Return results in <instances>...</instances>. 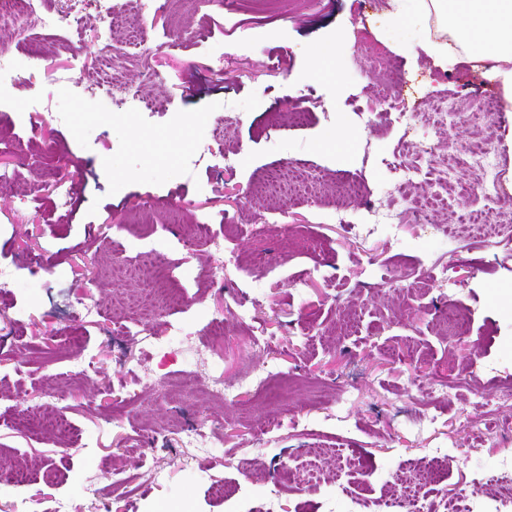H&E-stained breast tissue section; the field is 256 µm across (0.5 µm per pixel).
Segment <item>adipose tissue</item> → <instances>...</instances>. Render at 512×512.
I'll return each instance as SVG.
<instances>
[{
    "instance_id": "obj_1",
    "label": "adipose tissue",
    "mask_w": 512,
    "mask_h": 512,
    "mask_svg": "<svg viewBox=\"0 0 512 512\" xmlns=\"http://www.w3.org/2000/svg\"><path fill=\"white\" fill-rule=\"evenodd\" d=\"M390 22L413 25L436 16L442 30L459 46L430 41L425 50L435 62L452 65L458 57L490 62L489 75L502 91L503 109L512 112V0H393Z\"/></svg>"
}]
</instances>
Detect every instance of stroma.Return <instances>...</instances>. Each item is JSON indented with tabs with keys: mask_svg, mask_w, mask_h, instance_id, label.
I'll use <instances>...</instances> for the list:
<instances>
[{
	"mask_svg": "<svg viewBox=\"0 0 512 512\" xmlns=\"http://www.w3.org/2000/svg\"><path fill=\"white\" fill-rule=\"evenodd\" d=\"M125 2L36 0L0 19L17 61L0 83V468L26 472L0 489V512H387L391 474L437 448L448 497L511 484L512 119L482 124L497 194L448 199L450 220L499 213L492 241L415 221L394 174L418 165L412 195L433 194L432 161L474 132L409 129L396 112H476L496 82L435 64L421 44L436 20L378 37L391 0H149L140 43L116 52L100 19ZM61 13L67 26L44 24ZM107 59L164 109L116 105L97 79ZM295 111L302 124L278 122ZM287 171L311 193L253 199ZM353 182L360 194L338 199ZM370 208L391 224H358ZM155 256L176 300L148 311ZM447 308L465 331L440 324ZM44 320L48 341L33 334ZM174 322L192 345L163 362L150 342ZM217 370L239 399L208 396ZM144 372L155 390L138 386ZM196 426L211 447L189 438ZM313 448L326 451L315 479ZM118 469L131 481L117 492Z\"/></svg>",
	"mask_w": 512,
	"mask_h": 512,
	"instance_id": "stroma-1",
	"label": "stroma"
}]
</instances>
